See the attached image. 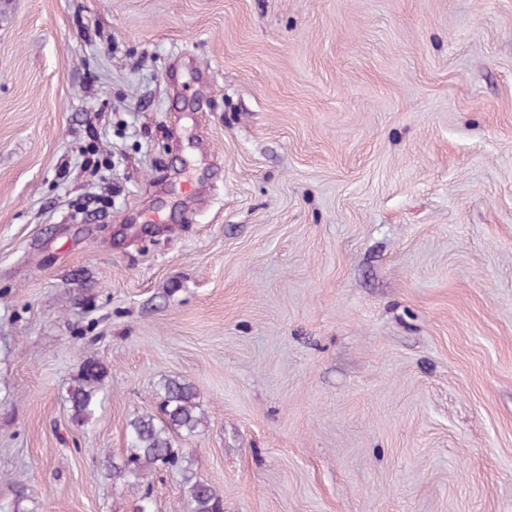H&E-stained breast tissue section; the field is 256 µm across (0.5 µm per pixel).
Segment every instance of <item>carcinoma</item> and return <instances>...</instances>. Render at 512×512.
Masks as SVG:
<instances>
[{"mask_svg": "<svg viewBox=\"0 0 512 512\" xmlns=\"http://www.w3.org/2000/svg\"><path fill=\"white\" fill-rule=\"evenodd\" d=\"M104 367L89 359L80 368L69 391L72 418L90 422L106 400ZM203 423L197 393L184 379L166 380L160 389V415L140 414L128 422L124 455L112 462V482L138 487L159 468L176 469L193 512H224L216 491L198 479L191 469L189 453L177 445L179 438L194 435Z\"/></svg>", "mask_w": 512, "mask_h": 512, "instance_id": "obj_1", "label": "carcinoma"}]
</instances>
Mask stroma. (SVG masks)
<instances>
[{
    "label": "stroma",
    "instance_id": "1",
    "mask_svg": "<svg viewBox=\"0 0 512 512\" xmlns=\"http://www.w3.org/2000/svg\"><path fill=\"white\" fill-rule=\"evenodd\" d=\"M169 378L224 512H512V0H0V512ZM104 367L96 360L89 359L80 368L79 374L69 391L72 418L77 424L89 423L106 400Z\"/></svg>",
    "mask_w": 512,
    "mask_h": 512
}]
</instances>
